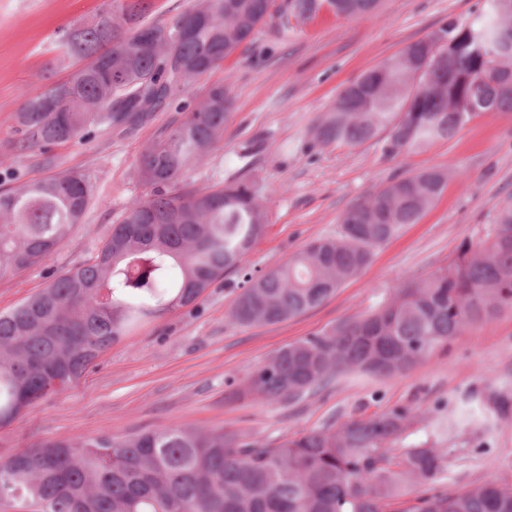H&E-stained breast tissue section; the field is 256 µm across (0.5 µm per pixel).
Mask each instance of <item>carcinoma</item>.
Here are the masks:
<instances>
[{
	"mask_svg": "<svg viewBox=\"0 0 512 512\" xmlns=\"http://www.w3.org/2000/svg\"><path fill=\"white\" fill-rule=\"evenodd\" d=\"M471 43L436 64L424 40L347 85L313 129L314 144L357 146L378 139L383 156L450 140L485 112L512 111V0H486ZM148 0H107L61 40L73 61L65 81L14 114L19 147L125 132L199 83L266 19L282 34L291 20L323 7L345 18L374 12L378 0H200L169 26L151 25L157 48L140 42ZM229 86H209L199 102L140 153L149 194L131 203L92 262L0 313V427L39 400L65 391L130 328L195 304L232 270L242 291L229 318L275 324L319 306L370 262L375 249L416 224L443 194L451 170L427 167L353 202L334 237L313 240L263 274L244 259L269 227L253 184L191 189L184 175L224 137ZM93 199L79 172L0 192V274L46 260L81 223ZM512 310V205L484 241L462 242L447 267L401 283L367 315L337 323L278 350L233 391L236 398L295 402L361 372L404 373L465 329ZM417 414L395 408L350 417L281 442L171 426L133 436L44 440L0 459V512H512V486L487 482L443 490L448 449L421 442L396 448ZM421 489L406 500L408 487Z\"/></svg>",
	"mask_w": 512,
	"mask_h": 512,
	"instance_id": "carcinoma-1",
	"label": "carcinoma"
}]
</instances>
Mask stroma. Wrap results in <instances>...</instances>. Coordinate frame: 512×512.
Listing matches in <instances>:
<instances>
[{
  "mask_svg": "<svg viewBox=\"0 0 512 512\" xmlns=\"http://www.w3.org/2000/svg\"><path fill=\"white\" fill-rule=\"evenodd\" d=\"M104 0H0V189L71 171L84 174L93 201L81 224L46 261L0 277V312L38 293L100 249L129 204L145 195L137 175L143 147L176 117L155 112L134 132L97 129L93 138L22 150L11 120L26 99L63 81L59 36L91 20ZM484 0H381L353 19L321 11L295 23L287 39L264 25L210 82L230 85L233 106L224 138L185 175L204 189L254 182L270 225L247 255L260 274L285 263L308 242L340 229L345 209L419 169L451 168L442 196L421 220L377 248L370 264L318 307L273 325L237 326L229 314L243 283L225 273L197 300L141 323L104 351L66 391L47 396L0 428V458L44 439L80 440L109 431L134 435L172 425L224 428L258 444L315 430L347 417L399 407L417 410L406 444L433 435L453 415L444 488L456 493L490 480L512 484V311L456 336L408 372L389 377L339 376L327 391L295 406L237 399L233 389L280 348L336 322L370 313L402 282L448 265L460 243L491 232L512 204V112H486L451 140L422 153L382 157L376 141L317 146L313 126L341 89L388 56L448 21L470 22Z\"/></svg>",
  "mask_w": 512,
  "mask_h": 512,
  "instance_id": "obj_1",
  "label": "stroma"
}]
</instances>
